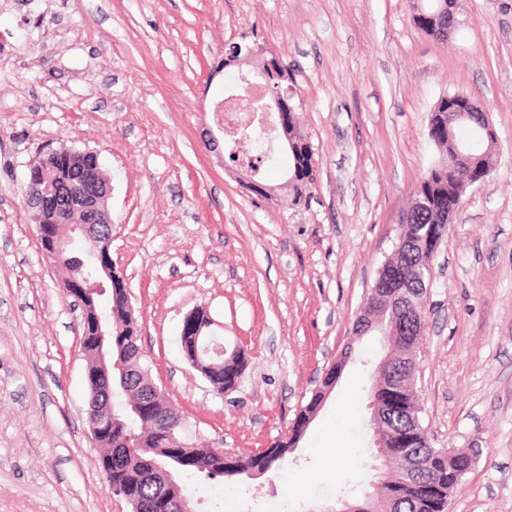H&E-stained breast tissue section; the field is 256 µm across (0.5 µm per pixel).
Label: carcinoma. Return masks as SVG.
<instances>
[{"label":"carcinoma","instance_id":"obj_1","mask_svg":"<svg viewBox=\"0 0 512 512\" xmlns=\"http://www.w3.org/2000/svg\"><path fill=\"white\" fill-rule=\"evenodd\" d=\"M410 15L413 24L424 16H434L448 28V0H410ZM266 71L273 84H292L294 76L288 65L275 57L263 58L256 65ZM429 141L439 152L438 160L423 174L415 191V199H427L428 206L412 204L401 216V224L391 258L404 264L407 275L405 287L418 288L414 279L415 270L422 261L433 254L448 233V211L453 206L457 188L476 177L490 176L493 169L492 148L495 138L478 140L477 128L471 116L465 115L449 121L448 100H437L433 108ZM288 142L290 163L283 185L294 205L308 202L313 183L314 148L309 137L300 126L288 125L281 133ZM245 150L266 165L274 162V156L264 134L250 130L243 137ZM466 147L472 154L471 166L462 168L456 161L457 150ZM55 268L69 273L78 268V257L66 249L55 258ZM426 312L413 315L403 337L407 346L419 344L425 328ZM112 323V351L106 361L111 384V395L107 411L112 414V431L99 440V468L104 472L110 486L117 487L134 497L143 512H159L158 491L154 484L145 480L153 463L168 458L177 459L172 486L166 488L170 498L182 500L187 512H195L192 494L182 481L198 478L220 477L234 482L257 471L265 475L276 470L294 450L295 438L287 435L277 439L263 454L249 451L228 452L219 455L200 446L198 440L188 435L186 425L178 426L173 437L159 433L154 413L139 409L140 386L149 380L147 355L140 344L138 328L132 313L125 309L124 289L112 288V297L106 311L87 309L82 330L95 332L97 321ZM187 361L199 371L212 390L222 395L230 390L231 378L246 369L248 355L241 347L224 350L213 336L205 331L197 348L184 351ZM408 377V361L397 365L391 378L379 384L378 401L386 404L393 401L397 409L390 412L386 430L382 434L386 456L393 449L407 444L420 456L422 489L414 495L399 485L393 475L392 466H382L378 492L351 500L363 508L371 503H385L390 512H398L399 504H409V512H447L450 495L465 477V462L452 470L448 469L445 449L432 445L429 433L423 425L421 398L417 388L404 380ZM321 393L313 391L295 417L294 432L301 431L309 414L315 412Z\"/></svg>","mask_w":512,"mask_h":512}]
</instances>
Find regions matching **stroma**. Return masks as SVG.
<instances>
[{
    "mask_svg": "<svg viewBox=\"0 0 512 512\" xmlns=\"http://www.w3.org/2000/svg\"><path fill=\"white\" fill-rule=\"evenodd\" d=\"M441 42L408 0H0V512H118L84 413L83 312L41 253L22 202L42 145L96 152L112 184L111 252L151 378L208 448H263L287 432L348 342L401 214L438 157L439 97L464 92L498 133L494 168L433 255L416 350L422 416L438 448L482 455L451 512H512V0H458ZM255 38L293 70L315 151L308 205L224 156L213 112ZM207 308L249 364L215 394L180 345ZM359 359L282 468L194 486L198 512H327L370 490V360Z\"/></svg>",
    "mask_w": 512,
    "mask_h": 512,
    "instance_id": "stroma-1",
    "label": "stroma"
}]
</instances>
